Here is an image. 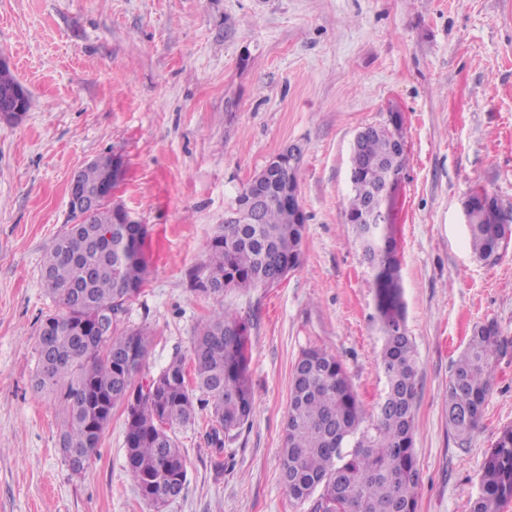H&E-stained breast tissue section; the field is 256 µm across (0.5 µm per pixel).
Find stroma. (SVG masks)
Here are the masks:
<instances>
[{"mask_svg":"<svg viewBox=\"0 0 512 512\" xmlns=\"http://www.w3.org/2000/svg\"><path fill=\"white\" fill-rule=\"evenodd\" d=\"M0 52L30 98L0 123V512H154L125 458L114 410L75 474L52 396L34 389L36 328L53 309L43 256L72 222L68 183L124 161L112 197L147 225L149 275L122 326L150 334L157 375L216 304L249 321L255 409L222 454L206 418L177 434L183 493L161 512H309L282 482L292 367L304 350L341 359L366 412L385 391L373 274L344 224L357 133L403 116L396 195L406 329L418 369L417 512H469L492 444L512 426V241L496 263L469 247L464 202L512 208V0H0ZM298 146L303 262L275 288L192 285L237 192ZM501 345L483 418L448 426V378L475 326Z\"/></svg>","mask_w":512,"mask_h":512,"instance_id":"35a3bbf8","label":"stroma"}]
</instances>
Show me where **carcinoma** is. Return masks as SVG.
I'll return each instance as SVG.
<instances>
[{
    "label": "carcinoma",
    "instance_id": "1",
    "mask_svg": "<svg viewBox=\"0 0 512 512\" xmlns=\"http://www.w3.org/2000/svg\"><path fill=\"white\" fill-rule=\"evenodd\" d=\"M395 139H403L402 127L383 125L361 139L364 163L344 211L374 272L385 395L366 417L343 363L326 349L302 352L292 369L281 475L288 495L299 504L313 502L312 512H417L418 371L405 326L397 244L393 225L379 224L370 234L363 223L367 204L404 171L406 149H393ZM113 161L112 155L93 160L80 180L91 187L104 182ZM252 181L267 199L259 222L224 223L204 245L209 263L198 286L218 299L229 289L274 288L302 263L306 225L295 223L280 199L298 188L297 171L283 168L271 178L262 169ZM465 209L474 255L498 260L500 237L512 234V224L501 223L506 211L484 191L471 194ZM138 229L116 223L111 202L103 201L47 251L42 279L56 310L37 328L35 388L53 395L64 415L58 442L76 474L96 455L113 408L123 407L128 467L141 497L158 510L181 495L187 481L177 432L203 412L207 444L221 452L248 423L254 410L250 333L247 321L220 304L193 337L192 378L176 356L156 376L137 381L150 336L141 328L120 330L111 317L140 295L148 274ZM499 345L496 326L479 325L452 365L448 426L462 441L481 422ZM510 500L512 427H506L485 458L481 493L470 512H500Z\"/></svg>",
    "mask_w": 512,
    "mask_h": 512
}]
</instances>
